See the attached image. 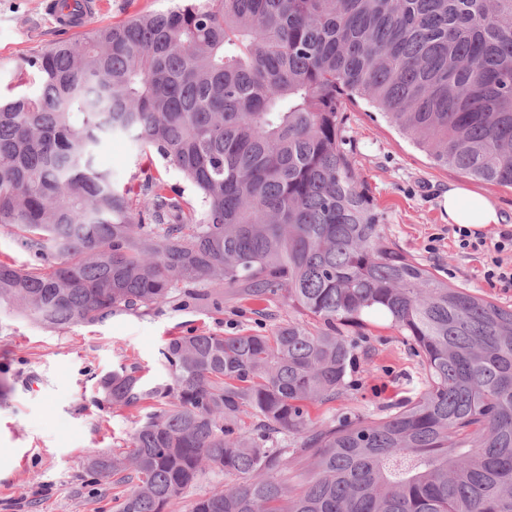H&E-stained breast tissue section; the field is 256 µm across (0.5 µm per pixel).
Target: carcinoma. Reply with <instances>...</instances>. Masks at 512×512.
<instances>
[{
	"instance_id": "1",
	"label": "carcinoma",
	"mask_w": 512,
	"mask_h": 512,
	"mask_svg": "<svg viewBox=\"0 0 512 512\" xmlns=\"http://www.w3.org/2000/svg\"><path fill=\"white\" fill-rule=\"evenodd\" d=\"M40 93L0 99V307L47 327L146 315L214 287L299 319L168 340V378L97 379L95 402L152 403L85 482L116 512H512V309L391 242L353 158L362 100L465 177L512 187V0H181L26 60ZM127 135L178 169L131 190L96 165ZM380 315L423 388L384 413L320 419L349 395ZM251 420L245 425L244 419ZM0 260L20 267L28 262L19 238L8 226H0Z\"/></svg>"
}]
</instances>
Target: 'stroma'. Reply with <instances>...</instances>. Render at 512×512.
<instances>
[{
    "instance_id": "1",
    "label": "stroma",
    "mask_w": 512,
    "mask_h": 512,
    "mask_svg": "<svg viewBox=\"0 0 512 512\" xmlns=\"http://www.w3.org/2000/svg\"><path fill=\"white\" fill-rule=\"evenodd\" d=\"M94 26L119 24L135 14L162 12L171 0H105ZM46 0H0V97L35 87L26 58L75 33L54 23ZM343 147L356 160L359 178L389 239L429 267L440 279L512 308V287L486 276L497 229L485 232L479 250L460 248L448 222L445 196L456 184L487 197L504 223L512 225V187L470 180L437 165L380 114L365 105L347 108ZM100 166L118 186H136L145 167L167 183L193 191L183 175L154 149L125 136L103 142ZM247 301L225 297L222 305L187 303L159 313H116L105 323L49 329L12 313L0 315V371L13 380V392L0 404V512H115L125 484L108 478L83 485L81 474L90 445L109 452L125 447L146 408L96 404V377L123 366L138 368L147 382L165 376L160 349L174 336L193 331L232 335L257 329L260 317ZM361 345L370 367L352 376L350 398L318 408L329 419L353 410L374 415L420 387L419 366L400 334L375 316Z\"/></svg>"
}]
</instances>
